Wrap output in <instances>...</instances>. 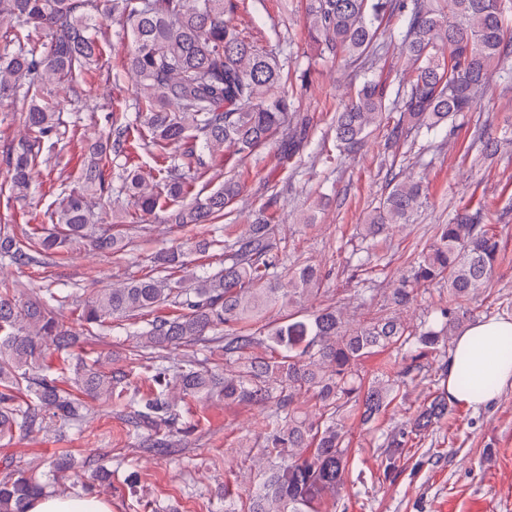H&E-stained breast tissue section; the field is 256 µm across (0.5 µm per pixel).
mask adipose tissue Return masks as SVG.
I'll list each match as a JSON object with an SVG mask.
<instances>
[{"label": "adipose tissue", "mask_w": 512, "mask_h": 512, "mask_svg": "<svg viewBox=\"0 0 512 512\" xmlns=\"http://www.w3.org/2000/svg\"><path fill=\"white\" fill-rule=\"evenodd\" d=\"M509 338H512L510 319H484L460 331L447 366L449 401L475 407L495 401L501 389L512 383V356L500 351ZM463 372L473 380L474 392L460 389L457 377ZM28 512H112V504L79 491L65 496L37 497L30 502Z\"/></svg>", "instance_id": "1"}]
</instances>
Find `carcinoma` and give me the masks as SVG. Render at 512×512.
<instances>
[{"label": "carcinoma", "mask_w": 512, "mask_h": 512, "mask_svg": "<svg viewBox=\"0 0 512 512\" xmlns=\"http://www.w3.org/2000/svg\"><path fill=\"white\" fill-rule=\"evenodd\" d=\"M239 0H0V105L29 100L22 132L5 154L10 173L5 206L26 199L32 171L44 162V143L61 135L60 112L44 98L51 87L67 84L81 97L75 77L100 56L97 29L103 20L119 25L129 38L124 69L135 79V97L115 109L108 131L88 147L81 187L60 189L47 210L50 226L20 236L0 225V263L21 268L78 243L98 252L123 250L112 225L94 224L91 198L114 209L128 202L139 215L162 214L165 224H209L241 192L230 178L215 191L193 194L209 160L225 152L248 156L288 124L291 104L280 92L283 66L273 51L228 16ZM507 0H308L306 29L317 56L332 64L371 60L377 41L389 32L384 22L406 21L404 51L412 79L389 98L385 85L365 80L336 113V150L361 151L384 114L399 117L387 132L395 144L405 132L435 135L448 120L473 107L487 87L491 70L508 57ZM135 111L129 119L128 111ZM176 154L168 156L170 149ZM142 150L165 157L149 183L129 170L118 185L106 172L120 158ZM391 188L368 216L364 238L406 224L423 197L419 181L395 174ZM479 211L464 210L439 226L389 297L393 313L349 324L340 304L310 314L290 313L264 332L250 322L271 307H293L320 294L323 274L311 264L284 269L268 207L236 233L224 268L174 277L188 267L181 250L153 258L156 274L78 299L46 290L27 297L16 284L0 281V438L30 436L81 426L87 401L104 399L123 406L138 447L159 454L172 437L195 426L180 423L179 402L218 398L269 410L261 425L262 481L249 493L248 512H318L336 500L344 485L348 448L346 411L355 405L362 420H375L390 405L400 380H429L430 400L400 427L386 434L383 466L395 477L408 443L448 416V393L430 378L429 359L445 353V337L470 317L471 304L491 281L500 254L497 234L481 223ZM448 285L449 303L417 326L401 313L416 298L418 283ZM172 313L137 333L128 362L151 375L157 389L141 393L124 381L123 369L104 372L99 360L71 354L79 341L97 338L112 321L133 319L160 306ZM79 311L81 335L63 320V309ZM224 351V370L208 366L196 346ZM61 365L37 370L48 347ZM193 348L170 361L168 352ZM394 354L387 371L368 379L362 361L379 352ZM311 404L305 412L298 401ZM78 476L72 454L59 453L39 474L11 455L0 458V512H27L28 503L63 481ZM99 464L84 490L110 483Z\"/></svg>", "instance_id": "carcinoma-1"}]
</instances>
